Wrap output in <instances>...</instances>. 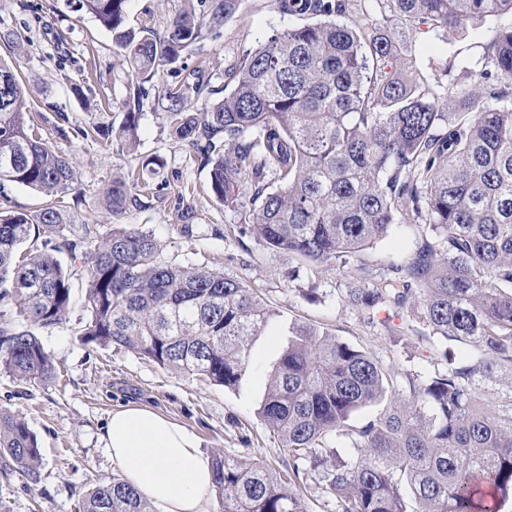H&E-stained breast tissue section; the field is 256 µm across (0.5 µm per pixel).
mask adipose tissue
<instances>
[{
    "label": "adipose tissue",
    "mask_w": 512,
    "mask_h": 512,
    "mask_svg": "<svg viewBox=\"0 0 512 512\" xmlns=\"http://www.w3.org/2000/svg\"><path fill=\"white\" fill-rule=\"evenodd\" d=\"M104 440L122 478L160 512H214L211 462L184 425L129 404L113 411Z\"/></svg>",
    "instance_id": "1"
}]
</instances>
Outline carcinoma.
<instances>
[{"label": "carcinoma", "instance_id": "carcinoma-1", "mask_svg": "<svg viewBox=\"0 0 512 512\" xmlns=\"http://www.w3.org/2000/svg\"><path fill=\"white\" fill-rule=\"evenodd\" d=\"M128 0H78L112 35L127 65L125 120L133 150L145 101L167 114L170 136L211 166L216 200L249 212L239 227L262 245L313 264L344 267L386 237L396 218L423 225L415 248L344 299L445 362L427 377L395 370L366 349L311 325L291 339L259 415L288 452L276 473L218 454V512H304L297 490L321 475L341 512H503L512 503V0H277L292 26L247 48L224 69L229 93L204 112L213 74L192 68L152 98L159 69L201 48L243 0H180L163 32L125 25ZM507 16L482 43L470 81L439 91L407 67L403 23L448 33ZM25 37L0 31L22 52ZM160 156L115 176L102 198L114 216L156 197ZM50 202L35 215L0 210V371L36 383L55 373L35 330L63 323L73 277L85 282L86 342L124 347L174 373L235 388L251 341L271 311L220 269L166 260L155 235L117 224L98 237L73 224L71 159L30 120L21 77L0 57V184ZM198 210L179 197L174 228L194 234ZM31 246L23 248L26 242ZM41 246H36V243ZM81 260L65 268L58 255ZM509 393L489 399V386ZM386 403L358 425V411ZM40 448L24 419L0 411V468L39 478ZM83 512H153L119 477L98 483Z\"/></svg>", "mask_w": 512, "mask_h": 512}]
</instances>
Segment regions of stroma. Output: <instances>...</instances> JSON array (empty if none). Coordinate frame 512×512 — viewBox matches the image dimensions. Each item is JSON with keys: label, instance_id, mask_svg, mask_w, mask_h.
I'll return each mask as SVG.
<instances>
[{"label": "stroma", "instance_id": "stroma-1", "mask_svg": "<svg viewBox=\"0 0 512 512\" xmlns=\"http://www.w3.org/2000/svg\"><path fill=\"white\" fill-rule=\"evenodd\" d=\"M276 0H243L239 13L220 33L210 35L199 52L184 63H206L216 87L224 85V66L241 48L257 45L273 31L294 25L281 15ZM180 0H129L127 26L163 30ZM494 17L476 26L437 36L428 27L400 28L398 37L422 71L451 81L463 80L479 43L499 26ZM0 25L26 37L17 59L29 93L30 110L42 114V126L54 147L74 162L82 202L73 214L77 223L106 235L124 221L152 230L164 256L182 266L223 269L261 294L274 315L251 346V365L239 386L227 389L161 368L149 359L119 347L100 348L84 342L83 292L74 288L66 321L39 338L56 366L47 381L26 384L0 371V410L21 414L40 443V480L21 474H0V512H82L90 488L119 476L102 435L112 410L130 403L150 406L194 431L206 456L223 453L280 469L287 455L257 410L268 378L288 344L291 324L320 326L337 338L369 351L375 358L396 360L400 367L427 375L437 370L417 341H397L381 320L367 319L342 297L345 288L404 260L418 231L400 219L390 234L367 250L363 263L344 267L313 265L297 256L264 247L234 233L245 215L224 209L209 189V168L191 157L169 135L164 113L144 110L135 149L106 144L93 126L120 127L124 114L125 69L112 46V36L92 15L73 11L68 0H0ZM454 70H447V62ZM70 118L65 134L54 128L58 113ZM160 155L167 164L155 177L163 200L153 207L116 219L105 208L101 190L113 173ZM198 209L200 222L190 238L174 228L178 193Z\"/></svg>", "mask_w": 512, "mask_h": 512}]
</instances>
